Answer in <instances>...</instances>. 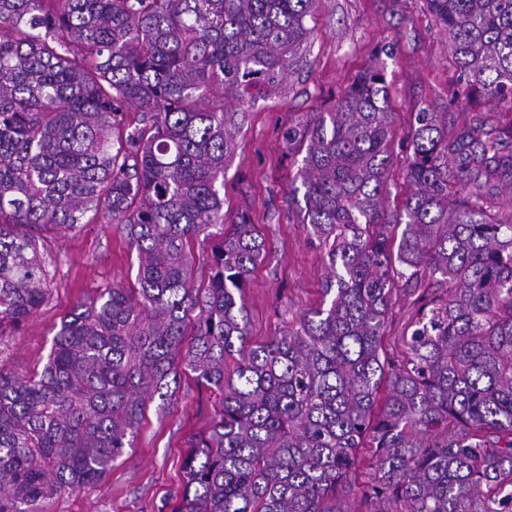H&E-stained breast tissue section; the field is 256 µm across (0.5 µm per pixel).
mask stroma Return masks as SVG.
Segmentation results:
<instances>
[{"instance_id":"obj_1","label":"stroma","mask_w":512,"mask_h":512,"mask_svg":"<svg viewBox=\"0 0 512 512\" xmlns=\"http://www.w3.org/2000/svg\"><path fill=\"white\" fill-rule=\"evenodd\" d=\"M302 62L277 88L241 104L245 117L224 175V212L256 224L267 254L248 283L253 339L276 335L292 316L318 305L328 260L311 244L289 188L304 153L290 146L289 128L336 101L371 64L382 69L395 136L384 195L388 210L409 192L405 167L415 112L452 114L449 94L459 73L448 40L426 0H320ZM51 298L18 331L0 336V362L18 372L42 370L62 317L77 300L96 298L115 284L131 285L137 274L134 247L120 226L89 224L47 233ZM218 399L193 374L180 379L168 405L148 403L132 448L99 483L41 503L38 512H170L183 486V461L192 438L208 433Z\"/></svg>"}]
</instances>
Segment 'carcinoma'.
<instances>
[{"instance_id":"obj_1","label":"carcinoma","mask_w":512,"mask_h":512,"mask_svg":"<svg viewBox=\"0 0 512 512\" xmlns=\"http://www.w3.org/2000/svg\"><path fill=\"white\" fill-rule=\"evenodd\" d=\"M318 3L0 0V335L49 299L43 233L119 224L138 259L135 287L61 319L42 371L0 364V512L104 479L180 366L219 400L172 512H512V134L493 116L450 134L416 113L398 216L380 69L288 130L306 147L289 201L328 274L319 305L251 340L266 247L224 217L227 105L281 84ZM427 4L452 104L512 111V0ZM200 237L218 242L196 287ZM426 279L388 352L400 281Z\"/></svg>"}]
</instances>
